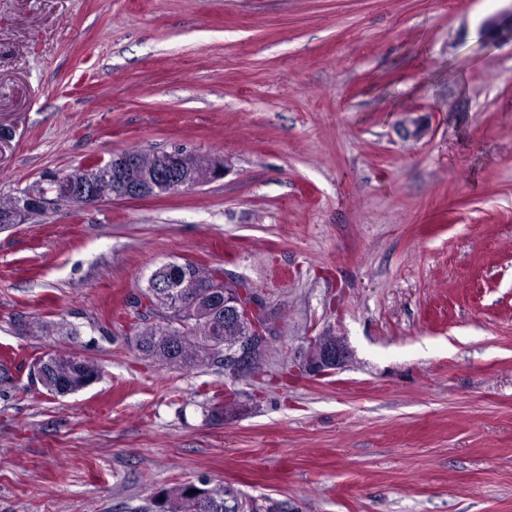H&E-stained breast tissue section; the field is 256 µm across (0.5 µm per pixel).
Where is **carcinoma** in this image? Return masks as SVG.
<instances>
[{
  "label": "carcinoma",
  "mask_w": 512,
  "mask_h": 512,
  "mask_svg": "<svg viewBox=\"0 0 512 512\" xmlns=\"http://www.w3.org/2000/svg\"><path fill=\"white\" fill-rule=\"evenodd\" d=\"M43 188L21 197L0 199V229L8 228L28 215L39 213L33 202L45 199ZM156 277L173 276L178 287L167 294L146 286L127 302L135 322L130 324L131 342L143 358L169 370L187 367H224V337L237 332L224 325V277L222 268L188 262L169 274L160 268ZM13 326L25 336H50L57 324L18 315ZM45 378L61 387L63 394H73L98 379L99 367L80 355L47 354L38 359ZM207 512H233L238 503L228 492L206 490ZM158 512H200L193 495L178 487L163 491L155 500Z\"/></svg>",
  "instance_id": "obj_1"
}]
</instances>
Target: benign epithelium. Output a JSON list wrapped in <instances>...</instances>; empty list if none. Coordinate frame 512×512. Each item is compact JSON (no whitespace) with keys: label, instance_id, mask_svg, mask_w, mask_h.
Instances as JSON below:
<instances>
[{"label":"benign epithelium","instance_id":"1","mask_svg":"<svg viewBox=\"0 0 512 512\" xmlns=\"http://www.w3.org/2000/svg\"><path fill=\"white\" fill-rule=\"evenodd\" d=\"M184 153L174 149L164 155L144 158L140 152H124L106 162L112 170V186L95 190L93 203L114 200H136L148 196V190H185L200 185L201 180L179 177V169ZM134 170L142 172L143 178L135 181L130 178ZM259 309L258 303L246 304L243 294L230 288L224 289V324L238 330L236 336L224 337V365L232 372L227 383L242 380L254 370L253 357L265 337L273 335L270 322L259 329V335H252L251 313ZM349 357V350L341 337L319 333L310 337L301 354L300 366L309 376L320 378L335 373L342 368Z\"/></svg>","mask_w":512,"mask_h":512}]
</instances>
